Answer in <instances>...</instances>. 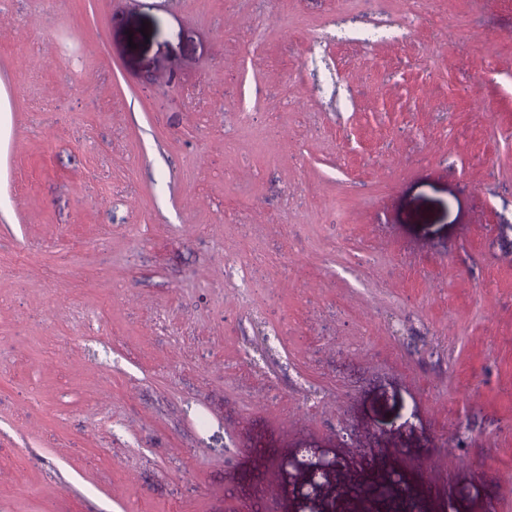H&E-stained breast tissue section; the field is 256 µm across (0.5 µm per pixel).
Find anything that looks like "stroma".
<instances>
[{
  "label": "stroma",
  "instance_id": "stroma-1",
  "mask_svg": "<svg viewBox=\"0 0 512 512\" xmlns=\"http://www.w3.org/2000/svg\"><path fill=\"white\" fill-rule=\"evenodd\" d=\"M0 101V512H512V0H0Z\"/></svg>",
  "mask_w": 512,
  "mask_h": 512
}]
</instances>
